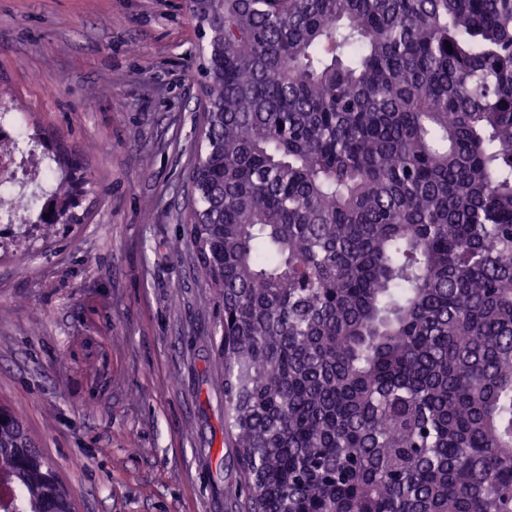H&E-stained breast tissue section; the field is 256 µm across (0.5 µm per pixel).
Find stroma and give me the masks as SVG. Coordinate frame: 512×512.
Masks as SVG:
<instances>
[{"label":"stroma","mask_w":512,"mask_h":512,"mask_svg":"<svg viewBox=\"0 0 512 512\" xmlns=\"http://www.w3.org/2000/svg\"><path fill=\"white\" fill-rule=\"evenodd\" d=\"M197 44L189 0H0V96L94 146L85 222L0 248V404L79 512H247L185 221Z\"/></svg>","instance_id":"obj_1"}]
</instances>
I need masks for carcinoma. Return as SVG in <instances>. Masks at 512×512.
Returning <instances> with one entry per match:
<instances>
[{
    "instance_id": "obj_1",
    "label": "carcinoma",
    "mask_w": 512,
    "mask_h": 512,
    "mask_svg": "<svg viewBox=\"0 0 512 512\" xmlns=\"http://www.w3.org/2000/svg\"><path fill=\"white\" fill-rule=\"evenodd\" d=\"M188 176L249 512H512V0H205ZM54 153L66 208L71 156ZM0 512H75L0 408Z\"/></svg>"
}]
</instances>
